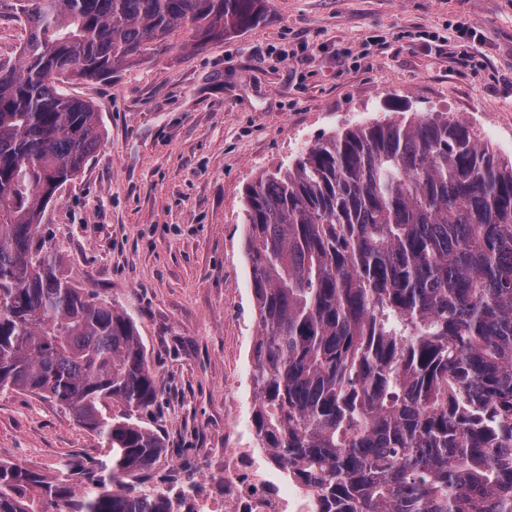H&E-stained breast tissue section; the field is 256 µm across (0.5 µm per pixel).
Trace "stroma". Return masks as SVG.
<instances>
[{"mask_svg":"<svg viewBox=\"0 0 512 512\" xmlns=\"http://www.w3.org/2000/svg\"><path fill=\"white\" fill-rule=\"evenodd\" d=\"M13 3L0 0V62L12 65L27 39ZM462 24L482 35L471 62L453 36ZM169 43L109 79L64 84L105 134L41 223L62 274L136 324L161 389L141 416L165 442L155 485L175 466L212 476L225 420L254 433L248 185L345 129L438 112L512 158V0H266L256 27ZM105 454L55 403L0 393V461L54 475Z\"/></svg>","mask_w":512,"mask_h":512,"instance_id":"stroma-1","label":"stroma"}]
</instances>
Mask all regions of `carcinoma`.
<instances>
[{
    "label": "carcinoma",
    "mask_w": 512,
    "mask_h": 512,
    "mask_svg": "<svg viewBox=\"0 0 512 512\" xmlns=\"http://www.w3.org/2000/svg\"><path fill=\"white\" fill-rule=\"evenodd\" d=\"M0 62V392L55 401L109 448L51 479L0 462V512H170L136 420L160 388L125 312L60 273L39 227L103 128L57 84L257 24L263 0H18ZM252 423L314 512H512V159L457 120L360 126L243 197ZM126 408L121 416L107 402ZM13 4L14 0H0V62L10 65L20 62L27 39L26 27L22 20L15 17Z\"/></svg>",
    "instance_id": "1"
}]
</instances>
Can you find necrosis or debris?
Instances as JSON below:
<instances>
[{
  "label": "necrosis or debris",
  "mask_w": 512,
  "mask_h": 512,
  "mask_svg": "<svg viewBox=\"0 0 512 512\" xmlns=\"http://www.w3.org/2000/svg\"><path fill=\"white\" fill-rule=\"evenodd\" d=\"M220 481L167 483L182 512H310V500L272 468L265 455L249 447L232 423L224 425Z\"/></svg>",
  "instance_id": "1"
}]
</instances>
